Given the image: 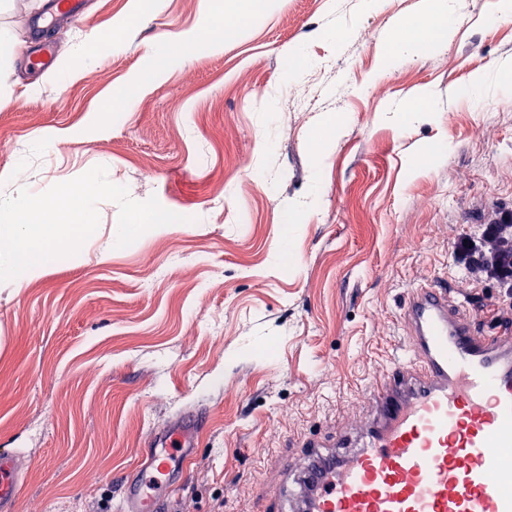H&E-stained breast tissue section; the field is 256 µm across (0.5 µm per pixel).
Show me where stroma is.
<instances>
[{
    "instance_id": "35a3bbf8",
    "label": "stroma",
    "mask_w": 512,
    "mask_h": 512,
    "mask_svg": "<svg viewBox=\"0 0 512 512\" xmlns=\"http://www.w3.org/2000/svg\"><path fill=\"white\" fill-rule=\"evenodd\" d=\"M361 2L84 0L52 34L71 71L58 83L28 62L47 0H0L16 42L0 63V197L101 165L182 217L118 247L119 208L101 202L79 252L0 282V453L22 463L21 512H109L149 434L193 421L174 503L262 512L305 437L367 423L404 292L460 286L451 238L512 209V18L451 0L448 40L384 70L382 39L423 0ZM160 52L172 66L140 84Z\"/></svg>"
}]
</instances>
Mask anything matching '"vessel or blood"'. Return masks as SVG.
Segmentation results:
<instances>
[{"mask_svg":"<svg viewBox=\"0 0 512 512\" xmlns=\"http://www.w3.org/2000/svg\"><path fill=\"white\" fill-rule=\"evenodd\" d=\"M401 317L366 432L303 440L288 498L267 512H512V332L478 326L443 279L408 289ZM198 440L195 426L152 432L115 512H158ZM19 486V459L0 455V512H18Z\"/></svg>","mask_w":512,"mask_h":512,"instance_id":"vessel-or-blood-1","label":"vessel or blood"}]
</instances>
